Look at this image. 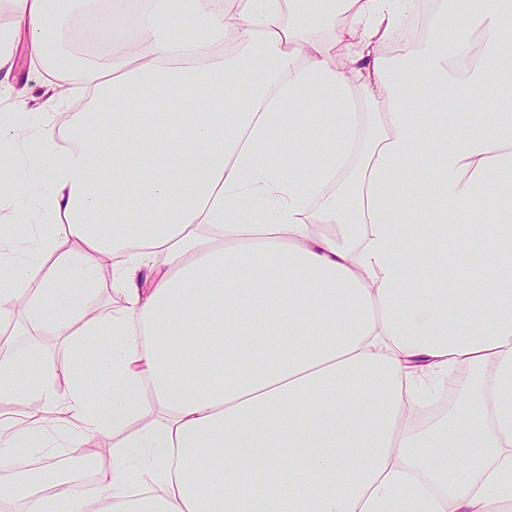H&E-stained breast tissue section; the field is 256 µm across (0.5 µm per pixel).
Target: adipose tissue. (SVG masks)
Segmentation results:
<instances>
[{
    "instance_id": "1",
    "label": "adipose tissue",
    "mask_w": 512,
    "mask_h": 512,
    "mask_svg": "<svg viewBox=\"0 0 512 512\" xmlns=\"http://www.w3.org/2000/svg\"><path fill=\"white\" fill-rule=\"evenodd\" d=\"M11 2L0 66L112 109L0 125V325L71 350L64 398L55 365L0 361V504L512 512V0H190L175 31L171 0ZM75 15L132 49L69 56ZM51 412L74 446L116 438L96 496L16 470Z\"/></svg>"
}]
</instances>
